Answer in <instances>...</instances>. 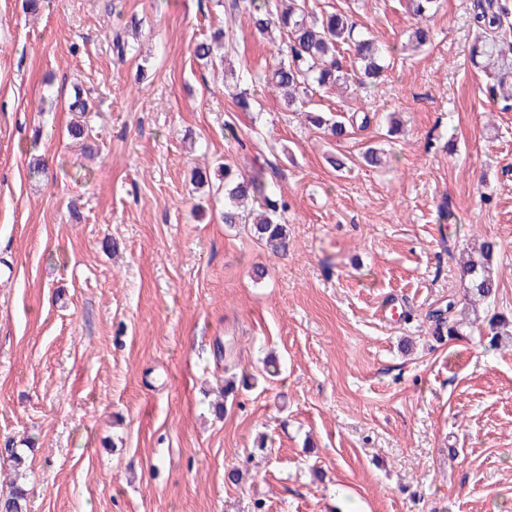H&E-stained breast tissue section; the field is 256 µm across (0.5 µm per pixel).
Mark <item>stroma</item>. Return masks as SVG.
<instances>
[{"label":"stroma","mask_w":512,"mask_h":512,"mask_svg":"<svg viewBox=\"0 0 512 512\" xmlns=\"http://www.w3.org/2000/svg\"><path fill=\"white\" fill-rule=\"evenodd\" d=\"M224 2L0 0V489L14 450L29 512H512V342L491 341L512 330V108L470 62L474 0H438L414 52L405 0H308L383 51L376 87L311 102L369 114L340 143L278 93L235 108L225 68L277 54L242 12L225 64H200ZM224 162L276 170L288 256L195 186ZM486 240L499 288L471 311L460 265ZM229 371L253 382L219 418Z\"/></svg>","instance_id":"obj_1"}]
</instances>
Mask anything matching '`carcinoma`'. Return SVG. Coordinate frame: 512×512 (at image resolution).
Segmentation results:
<instances>
[{"instance_id": "cac0c4a2", "label": "carcinoma", "mask_w": 512, "mask_h": 512, "mask_svg": "<svg viewBox=\"0 0 512 512\" xmlns=\"http://www.w3.org/2000/svg\"><path fill=\"white\" fill-rule=\"evenodd\" d=\"M410 13L417 20L409 39L418 46L430 41L427 22L434 15L436 0H407ZM227 8L234 16L248 12L256 32L261 35L275 29L281 41L279 60L262 77L263 86L282 95L290 112H306V120L329 137L341 140L347 134L346 125L322 112L306 110L314 95L354 85L367 88L376 85L385 71L381 64V49L371 38L355 34L356 23L343 11L321 15L308 12L306 0H230ZM509 8L502 0H476L472 13L475 30L470 57L475 68L493 81L506 102L512 101V25L508 22ZM232 44L229 29L212 33L194 47V56L206 63L217 52ZM348 54L350 68L342 65ZM232 100L241 112H249L257 103L256 95L239 83L233 84ZM224 175V224L243 226L265 243L276 255H286L292 246L288 225L278 220L279 210L286 204L275 196L270 185L260 175H242L229 164L219 167ZM495 245L484 242L479 257L463 266V276L470 283L478 300L492 296L496 280L490 268ZM0 512H27V490L18 485L0 494Z\"/></svg>"}]
</instances>
